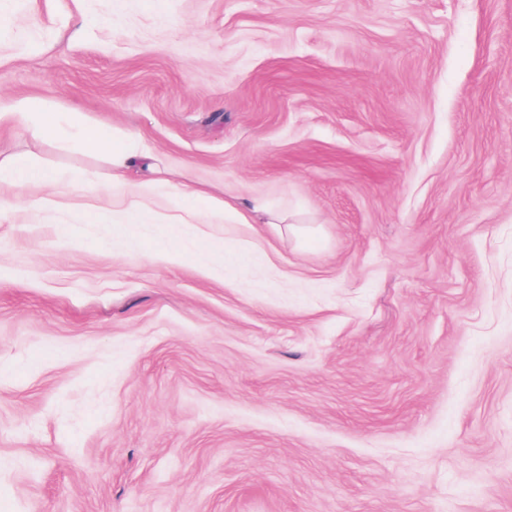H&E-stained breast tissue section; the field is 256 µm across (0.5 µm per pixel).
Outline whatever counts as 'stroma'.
Instances as JSON below:
<instances>
[{
	"label": "stroma",
	"instance_id": "stroma-1",
	"mask_svg": "<svg viewBox=\"0 0 512 512\" xmlns=\"http://www.w3.org/2000/svg\"><path fill=\"white\" fill-rule=\"evenodd\" d=\"M21 97L287 221L0 130V512H512V0H0ZM31 180H44L57 183L46 171L33 160L26 157L0 159V182L23 185ZM173 195L181 199H191L195 202L187 211L188 218L180 217L174 224H223L224 221H233V224L249 223L247 218L237 208L224 203V200L206 201L199 193L188 185L173 186Z\"/></svg>",
	"mask_w": 512,
	"mask_h": 512
}]
</instances>
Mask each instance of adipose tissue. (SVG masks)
<instances>
[{
    "mask_svg": "<svg viewBox=\"0 0 512 512\" xmlns=\"http://www.w3.org/2000/svg\"><path fill=\"white\" fill-rule=\"evenodd\" d=\"M23 126L35 135L52 139L60 147L68 148L80 143L88 148L104 152L110 165V188L113 197L125 205V218L130 224H150L156 219L152 210L144 208L140 198L146 190V183L129 181L131 170L142 169L158 172L156 156L139 139L121 132L106 133L95 121L72 123L64 113L47 112L39 102L22 98L10 105H0V129ZM175 197L192 200L188 220L200 224H221L230 220L236 224L245 223L246 218L237 208L224 201L206 200L187 185L173 188Z\"/></svg>",
    "mask_w": 512,
    "mask_h": 512,
    "instance_id": "ef3b65f1",
    "label": "adipose tissue"
}]
</instances>
